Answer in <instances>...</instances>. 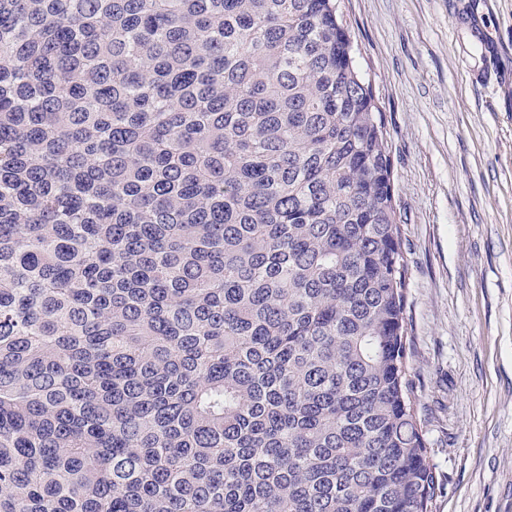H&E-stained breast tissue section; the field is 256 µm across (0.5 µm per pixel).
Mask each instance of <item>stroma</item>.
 Segmentation results:
<instances>
[{
	"label": "stroma",
	"mask_w": 512,
	"mask_h": 512,
	"mask_svg": "<svg viewBox=\"0 0 512 512\" xmlns=\"http://www.w3.org/2000/svg\"><path fill=\"white\" fill-rule=\"evenodd\" d=\"M385 124L431 512H512V0H340Z\"/></svg>",
	"instance_id": "1"
}]
</instances>
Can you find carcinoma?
<instances>
[{
  "mask_svg": "<svg viewBox=\"0 0 512 512\" xmlns=\"http://www.w3.org/2000/svg\"><path fill=\"white\" fill-rule=\"evenodd\" d=\"M406 273L337 0H0V512H430Z\"/></svg>",
  "mask_w": 512,
  "mask_h": 512,
  "instance_id": "cac0c4a2",
  "label": "carcinoma"
}]
</instances>
